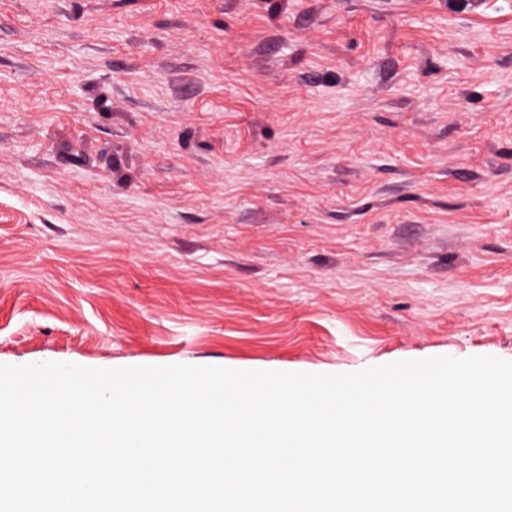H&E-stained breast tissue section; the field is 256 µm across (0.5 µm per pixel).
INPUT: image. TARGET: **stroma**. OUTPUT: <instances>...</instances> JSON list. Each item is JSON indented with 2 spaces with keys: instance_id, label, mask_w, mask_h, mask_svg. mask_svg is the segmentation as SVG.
<instances>
[{
  "instance_id": "stroma-1",
  "label": "stroma",
  "mask_w": 512,
  "mask_h": 512,
  "mask_svg": "<svg viewBox=\"0 0 512 512\" xmlns=\"http://www.w3.org/2000/svg\"><path fill=\"white\" fill-rule=\"evenodd\" d=\"M512 360V0H0V364Z\"/></svg>"
}]
</instances>
